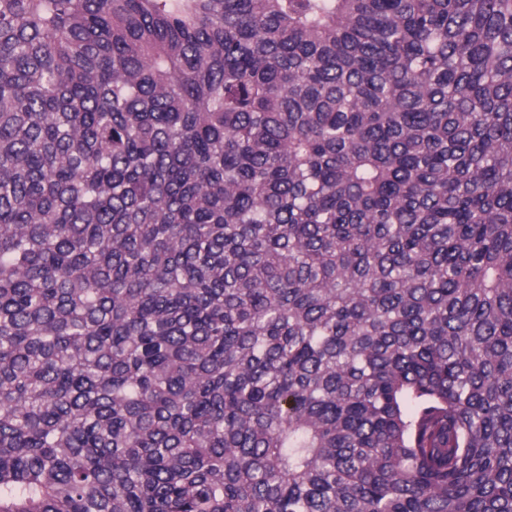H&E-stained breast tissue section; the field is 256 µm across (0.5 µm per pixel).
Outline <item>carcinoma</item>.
Masks as SVG:
<instances>
[{"mask_svg": "<svg viewBox=\"0 0 512 512\" xmlns=\"http://www.w3.org/2000/svg\"><path fill=\"white\" fill-rule=\"evenodd\" d=\"M0 512H512V0H0Z\"/></svg>", "mask_w": 512, "mask_h": 512, "instance_id": "1", "label": "carcinoma"}]
</instances>
